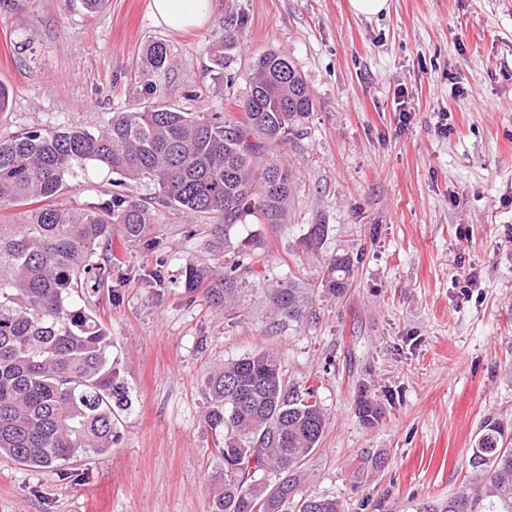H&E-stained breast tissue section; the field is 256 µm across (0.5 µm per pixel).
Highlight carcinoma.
<instances>
[{
  "instance_id": "1",
  "label": "carcinoma",
  "mask_w": 512,
  "mask_h": 512,
  "mask_svg": "<svg viewBox=\"0 0 512 512\" xmlns=\"http://www.w3.org/2000/svg\"><path fill=\"white\" fill-rule=\"evenodd\" d=\"M244 20L229 17L211 55L224 75V45L242 36ZM168 49L150 44L146 61L154 75L167 70ZM149 105L115 112L100 131L67 125L32 129L0 139V209L36 205L24 222H0V458L70 478L76 456L112 449L117 415L131 407L112 362V336L98 318L73 302L82 288L112 287V265L98 253L118 225L125 238L147 251L160 245L149 207L127 191L148 181L176 212L210 214L209 246L233 245L237 225L285 223L293 168L276 149L299 131L314 110L310 92L290 60L265 52L250 66L247 96L222 114L184 111L161 101L160 85L148 84ZM106 166L119 179L102 204L63 207L73 165ZM328 225L309 224L299 240L316 255ZM229 272L189 263L183 288L216 307L240 297L235 272L255 260L264 242H247ZM353 260L337 254L324 267V293L349 286ZM273 318L300 322L312 293L291 282L264 292ZM205 428L224 462L222 488L210 512H344L339 499L301 494L302 466L319 447L327 417L310 391L290 392L278 355L256 350L224 363L205 380ZM357 414L373 427L382 407L362 396ZM472 466L483 473L447 499L420 512H512V445L489 424L479 436Z\"/></svg>"
}]
</instances>
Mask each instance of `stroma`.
Listing matches in <instances>:
<instances>
[{
    "mask_svg": "<svg viewBox=\"0 0 512 512\" xmlns=\"http://www.w3.org/2000/svg\"><path fill=\"white\" fill-rule=\"evenodd\" d=\"M208 22L174 31L150 0H20L0 6V83L10 104L0 136L33 128L105 127L143 98L145 52L166 44V99L224 109L244 96L250 61L288 57L314 100L301 135L280 153L295 171L285 223L241 224L263 238L235 306L187 296V263L222 266L151 183L129 192L162 226V252L114 232L112 286L77 296L112 336L132 405L111 450L71 460L68 480L0 459V512H209L223 463L203 424L205 377L260 348L275 350L290 389L313 390L328 418L304 465L303 493L335 496L344 512H415L476 471L487 424L512 439V0H390L388 14L348 0H211ZM242 37L225 48L233 88L211 69L209 39L229 14ZM410 113L407 125L400 110ZM114 176L75 165L58 201L108 199ZM329 231L302 252L308 225ZM354 261L348 291L319 292L323 261ZM314 289L302 322L271 326L265 289ZM367 395L384 414L362 424ZM349 7L357 16L377 17L388 11L389 0H348Z\"/></svg>",
    "mask_w": 512,
    "mask_h": 512,
    "instance_id": "stroma-1",
    "label": "stroma"
}]
</instances>
